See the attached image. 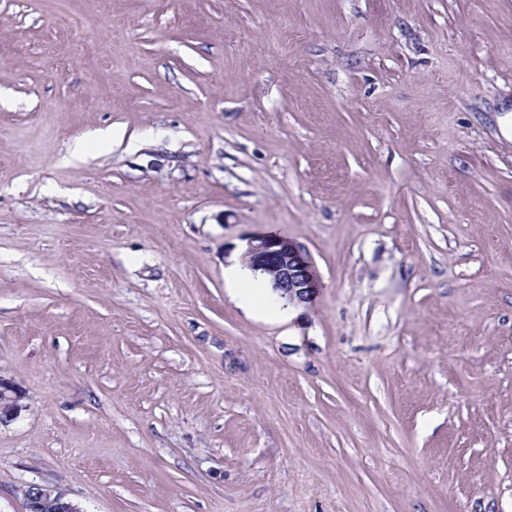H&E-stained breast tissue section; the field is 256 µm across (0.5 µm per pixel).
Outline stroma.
Segmentation results:
<instances>
[{"instance_id": "35a3bbf8", "label": "stroma", "mask_w": 512, "mask_h": 512, "mask_svg": "<svg viewBox=\"0 0 512 512\" xmlns=\"http://www.w3.org/2000/svg\"><path fill=\"white\" fill-rule=\"evenodd\" d=\"M0 379V512H512V0H0ZM249 264L271 277L276 293L289 303H307L313 294L315 279L308 254L278 235H261L250 241ZM271 285V287H272ZM278 291V292H277ZM225 281L235 289L239 303L246 308L263 309L255 293L253 271L240 263L224 270ZM23 392L9 382L0 379V423L13 420L21 409ZM5 414L2 417V414ZM25 494L26 512H82L79 506L60 492L40 485H28ZM51 510V511H49Z\"/></svg>"}]
</instances>
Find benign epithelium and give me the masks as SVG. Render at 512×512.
<instances>
[{"mask_svg":"<svg viewBox=\"0 0 512 512\" xmlns=\"http://www.w3.org/2000/svg\"><path fill=\"white\" fill-rule=\"evenodd\" d=\"M249 264L271 277L273 288L290 303L310 300L315 287L308 254L291 241L278 235H261L250 241ZM23 392L0 379V423L14 419L21 409ZM26 512H82L79 506L60 492L40 485H28L25 491Z\"/></svg>","mask_w":512,"mask_h":512,"instance_id":"obj_1","label":"benign epithelium"}]
</instances>
